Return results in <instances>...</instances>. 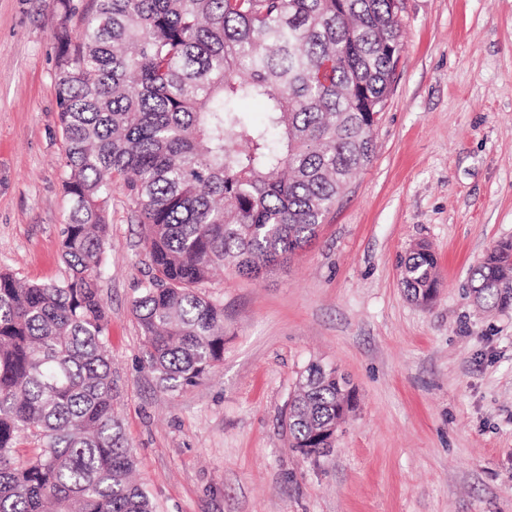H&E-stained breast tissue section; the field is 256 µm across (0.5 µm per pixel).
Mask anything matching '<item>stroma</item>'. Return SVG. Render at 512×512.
Wrapping results in <instances>:
<instances>
[{
	"label": "stroma",
	"mask_w": 512,
	"mask_h": 512,
	"mask_svg": "<svg viewBox=\"0 0 512 512\" xmlns=\"http://www.w3.org/2000/svg\"><path fill=\"white\" fill-rule=\"evenodd\" d=\"M400 22L371 162L288 266L217 273L224 360L174 393L141 361L146 243L113 192L98 287L114 409L155 512H512V309L469 293L512 239V0H401ZM56 73L49 0H0V270L33 283L67 275ZM419 243L439 263L427 306L397 263ZM314 361L349 379L355 407L306 459L282 414Z\"/></svg>",
	"instance_id": "35a3bbf8"
}]
</instances>
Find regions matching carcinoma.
I'll use <instances>...</instances> for the list:
<instances>
[{
    "mask_svg": "<svg viewBox=\"0 0 512 512\" xmlns=\"http://www.w3.org/2000/svg\"><path fill=\"white\" fill-rule=\"evenodd\" d=\"M50 7L69 274L38 284L0 271V512H154L112 406L97 286L112 190L128 192L146 230L150 275L133 301L143 364L166 393L197 384L224 358L213 272L257 278L315 242L373 156L401 25L393 0H92L75 37L73 0ZM400 275L411 299L435 298L428 247ZM471 281L480 307H512L511 239ZM351 409L346 377L309 364L283 416L289 447L329 451Z\"/></svg>",
    "mask_w": 512,
    "mask_h": 512,
    "instance_id": "obj_1",
    "label": "carcinoma"
}]
</instances>
